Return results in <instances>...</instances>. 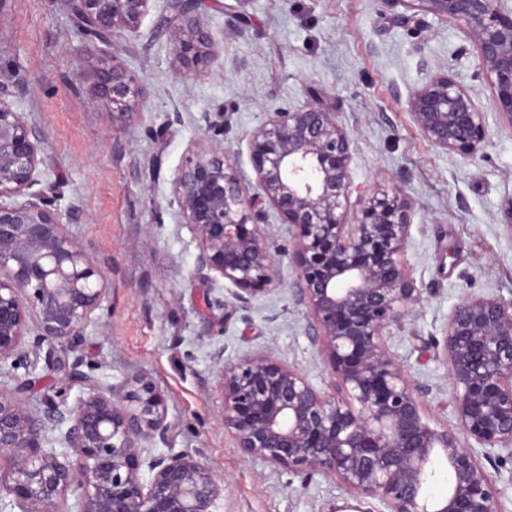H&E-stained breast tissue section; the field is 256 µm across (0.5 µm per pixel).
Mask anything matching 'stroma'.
<instances>
[{
	"label": "stroma",
	"instance_id": "35a3bbf8",
	"mask_svg": "<svg viewBox=\"0 0 512 512\" xmlns=\"http://www.w3.org/2000/svg\"><path fill=\"white\" fill-rule=\"evenodd\" d=\"M215 61L186 75L159 32L170 0H152L136 33L103 45L139 76L144 103L126 113L95 96L97 62L65 0H0V70L19 86L18 111L46 138L43 185L53 186L68 230L89 245L109 295L73 350L42 347L36 366L18 361L0 384L26 383L24 404L73 405L81 383L61 388L58 363L77 365L103 385L135 374L162 391L169 425L155 455L185 452L224 480L218 512H331L346 494L332 478L304 480L259 459H244L218 421L216 361L264 353L297 366L330 392L326 357L292 290L286 252L292 233L263 198L279 247L278 281L241 300L230 282L197 270L198 249L173 201V182L195 142L218 134L246 182L255 179L248 142L275 109L319 102L353 140V196L378 183L412 202L404 262L421 300L387 343L421 398L455 425L452 386L436 340L451 309L471 295L512 302V126L480 71L462 23L425 15L423 35L394 26L380 0H203ZM246 21L229 26L233 15ZM446 71L488 114L481 150L464 158L432 146L408 97Z\"/></svg>",
	"mask_w": 512,
	"mask_h": 512
}]
</instances>
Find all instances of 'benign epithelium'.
Returning <instances> with one entry per match:
<instances>
[{
  "label": "benign epithelium",
  "instance_id": "7a95c632",
  "mask_svg": "<svg viewBox=\"0 0 512 512\" xmlns=\"http://www.w3.org/2000/svg\"><path fill=\"white\" fill-rule=\"evenodd\" d=\"M91 44L137 31L152 0H66ZM179 23L165 26L185 72L198 74L214 39L200 0H171ZM394 24L420 35L419 13L464 22L500 116L512 126V12L502 0H380ZM404 10L399 11L397 7ZM96 95L126 105L140 79L97 59ZM17 85L0 73V372L43 344L76 348L108 295L89 247L68 231L42 189V130L14 107ZM409 110L436 148L475 155L487 138L486 113L448 72L409 97ZM348 132L319 104L277 109L256 129L249 160L256 193L206 137L195 143L173 183L183 224L196 241L197 265L238 287L244 300L277 279L280 251L265 232L268 200L296 229L289 259L294 295L326 356L332 392L296 367L247 355L218 369L220 418L245 459L310 479L333 478L354 500L381 512H500L494 475L479 448L512 447V303L471 296L448 314L441 357L452 384L456 424L437 423L420 388L387 346V331L409 315L420 291L403 261L411 204L399 188H377L351 207ZM24 196L26 200L15 201ZM63 383L83 394L65 409L40 413L22 403L26 389L0 386V512H216L224 481L183 452L143 456L168 429L164 395L146 376L103 386L77 367L59 366ZM58 431L51 440L46 432ZM448 471L441 495L431 488ZM150 474L145 480L142 467Z\"/></svg>",
  "mask_w": 512,
  "mask_h": 512
}]
</instances>
